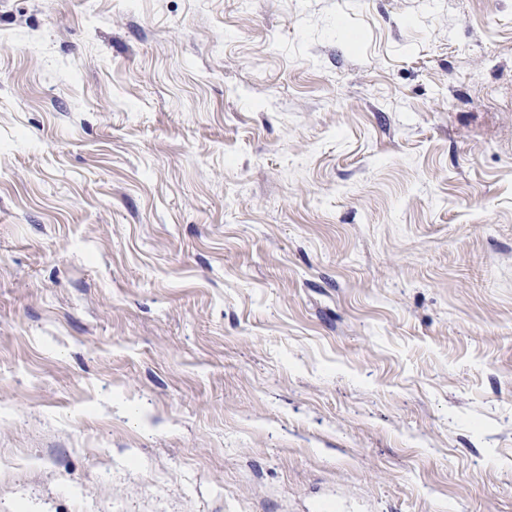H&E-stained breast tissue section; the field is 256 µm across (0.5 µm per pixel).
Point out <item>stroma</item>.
Returning a JSON list of instances; mask_svg holds the SVG:
<instances>
[{"mask_svg": "<svg viewBox=\"0 0 512 512\" xmlns=\"http://www.w3.org/2000/svg\"><path fill=\"white\" fill-rule=\"evenodd\" d=\"M0 512H512V0H0Z\"/></svg>", "mask_w": 512, "mask_h": 512, "instance_id": "35a3bbf8", "label": "stroma"}]
</instances>
